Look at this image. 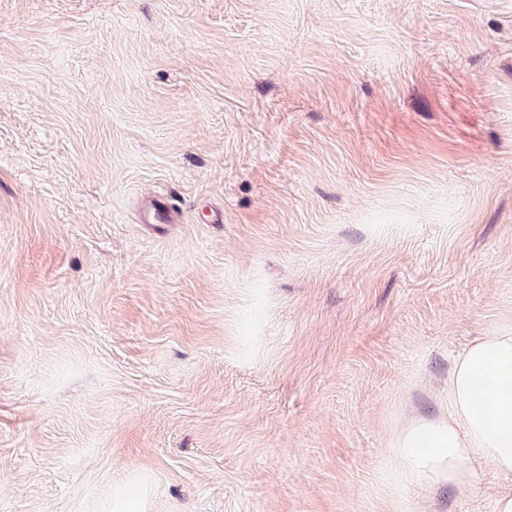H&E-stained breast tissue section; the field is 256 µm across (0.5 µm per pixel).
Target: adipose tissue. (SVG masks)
<instances>
[{
  "mask_svg": "<svg viewBox=\"0 0 512 512\" xmlns=\"http://www.w3.org/2000/svg\"><path fill=\"white\" fill-rule=\"evenodd\" d=\"M440 417L410 420L389 444L393 488L477 492V469L512 475V318L474 338L448 374Z\"/></svg>",
  "mask_w": 512,
  "mask_h": 512,
  "instance_id": "ef3b65f1",
  "label": "adipose tissue"
}]
</instances>
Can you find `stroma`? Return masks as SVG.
I'll return each instance as SVG.
<instances>
[{
    "mask_svg": "<svg viewBox=\"0 0 512 512\" xmlns=\"http://www.w3.org/2000/svg\"><path fill=\"white\" fill-rule=\"evenodd\" d=\"M508 316L512 0H0V512H495L386 445ZM176 216L164 201L151 200L142 205L140 222L143 224H172Z\"/></svg>",
    "mask_w": 512,
    "mask_h": 512,
    "instance_id": "obj_1",
    "label": "stroma"
}]
</instances>
